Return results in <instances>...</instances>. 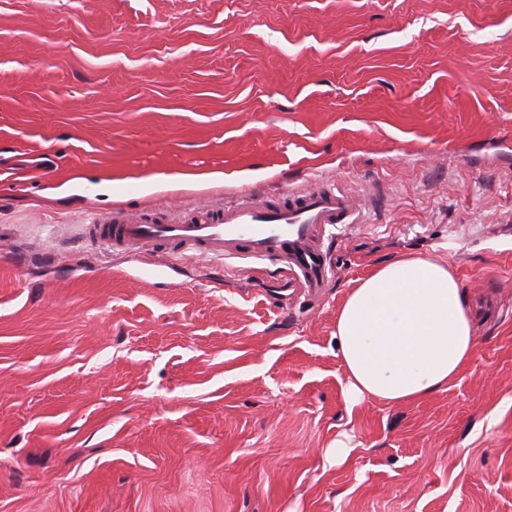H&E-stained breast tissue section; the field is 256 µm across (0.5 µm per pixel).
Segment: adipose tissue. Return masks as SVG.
I'll return each mask as SVG.
<instances>
[{
    "mask_svg": "<svg viewBox=\"0 0 512 512\" xmlns=\"http://www.w3.org/2000/svg\"><path fill=\"white\" fill-rule=\"evenodd\" d=\"M336 344L348 399L413 402L453 382L475 356L465 293L448 262L402 257L346 295Z\"/></svg>",
    "mask_w": 512,
    "mask_h": 512,
    "instance_id": "adipose-tissue-1",
    "label": "adipose tissue"
}]
</instances>
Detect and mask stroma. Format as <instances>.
<instances>
[{
	"instance_id": "1",
	"label": "stroma",
	"mask_w": 512,
	"mask_h": 512,
	"mask_svg": "<svg viewBox=\"0 0 512 512\" xmlns=\"http://www.w3.org/2000/svg\"><path fill=\"white\" fill-rule=\"evenodd\" d=\"M315 181L366 201L319 294L80 233ZM400 256L476 356L353 404L336 315ZM0 512H512V0H0Z\"/></svg>"
}]
</instances>
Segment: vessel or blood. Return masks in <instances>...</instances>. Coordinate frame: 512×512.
I'll return each mask as SVG.
<instances>
[{"instance_id":"b4317fda","label":"vessel or blood","mask_w":512,"mask_h":512,"mask_svg":"<svg viewBox=\"0 0 512 512\" xmlns=\"http://www.w3.org/2000/svg\"><path fill=\"white\" fill-rule=\"evenodd\" d=\"M361 199L330 183L277 195L243 192L221 206L179 217L135 219L123 212L84 228L106 249L133 256L151 250L175 263L192 254L274 266L280 282L315 290L332 273L325 242L332 228L356 224Z\"/></svg>"}]
</instances>
